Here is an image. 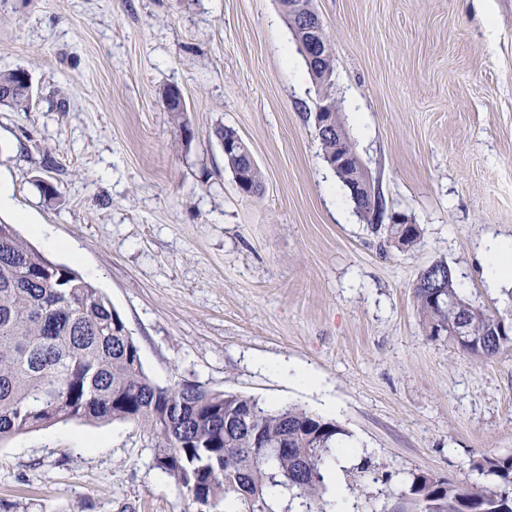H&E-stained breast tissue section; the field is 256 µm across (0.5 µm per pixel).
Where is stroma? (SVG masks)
I'll return each mask as SVG.
<instances>
[{"mask_svg":"<svg viewBox=\"0 0 512 512\" xmlns=\"http://www.w3.org/2000/svg\"><path fill=\"white\" fill-rule=\"evenodd\" d=\"M313 6L332 36L342 120L382 199L374 224L322 158L319 89L278 0H0V68L27 70L32 88L30 111L0 106V221L106 294L155 383L335 422L353 445L337 473L349 512H377L413 474L470 483L474 459L512 453V350L432 339L412 293L444 260L472 305L512 315V280L484 275L486 241H512V0ZM172 85L186 145L162 102ZM224 125L248 143L262 196L238 192L214 134ZM396 213L421 225L415 248L379 232ZM284 361L322 391L282 376ZM0 502L186 508L151 436L117 422L1 443Z\"/></svg>","mask_w":512,"mask_h":512,"instance_id":"stroma-1","label":"stroma"}]
</instances>
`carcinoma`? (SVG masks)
Listing matches in <instances>:
<instances>
[{"label": "carcinoma", "mask_w": 512, "mask_h": 512, "mask_svg": "<svg viewBox=\"0 0 512 512\" xmlns=\"http://www.w3.org/2000/svg\"><path fill=\"white\" fill-rule=\"evenodd\" d=\"M24 69H0V105L30 110ZM165 109L187 122L180 90L163 91ZM326 161L353 151L344 124L319 136ZM401 249L421 242L418 224H379ZM417 312L438 339L495 356L512 350V324L473 306L448 263L425 268L413 284ZM464 325L466 339L453 328ZM130 423L154 441V466L182 488L190 512H326L324 471L336 460L334 422L297 407L196 384L160 386L106 295L74 269L47 259L13 224H0V443L60 422ZM471 483L429 474L382 512H512V454L473 462Z\"/></svg>", "instance_id": "carcinoma-1"}]
</instances>
